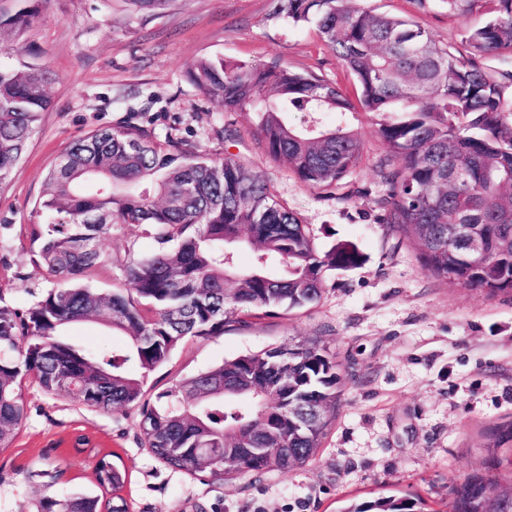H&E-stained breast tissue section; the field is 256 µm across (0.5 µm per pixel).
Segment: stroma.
<instances>
[{
  "instance_id": "1",
  "label": "stroma",
  "mask_w": 512,
  "mask_h": 512,
  "mask_svg": "<svg viewBox=\"0 0 512 512\" xmlns=\"http://www.w3.org/2000/svg\"><path fill=\"white\" fill-rule=\"evenodd\" d=\"M362 7L413 18L442 45L460 44L481 15L452 16L445 0H360ZM276 0H173L137 14L125 0H41L20 37L0 35L8 64L47 67L49 108L32 129L20 163L0 186V297L18 309L51 288L31 263L26 229L46 223L35 202L48 168L90 131L128 121L157 135L231 153L270 185L308 224L319 251L357 245L362 262L326 271V291L309 310L251 320L224 335L191 339L146 380L156 394L240 355L321 339L343 378L340 406L316 456L262 477L199 481L157 460L139 440L138 415L91 411L27 385V417L0 451V512H34L45 496L96 491L93 470L106 452L125 469L130 512H342L398 492L452 512L451 486L488 466L491 430L512 420V295L487 296L425 271L413 241L387 223L388 152L375 125L356 114L365 142L360 168L344 188L310 187L271 160L250 133L251 120L227 114L187 79L200 57L249 64L273 60L355 86L315 23L275 15ZM157 248L140 224L101 238L107 260L92 287L111 291L128 256ZM85 437L75 453L77 437Z\"/></svg>"
}]
</instances>
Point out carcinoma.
<instances>
[{"label": "carcinoma", "instance_id": "obj_1", "mask_svg": "<svg viewBox=\"0 0 512 512\" xmlns=\"http://www.w3.org/2000/svg\"><path fill=\"white\" fill-rule=\"evenodd\" d=\"M157 11L170 0H126ZM448 14L486 15L465 30L464 50L440 46L409 18L374 13L355 0H277L275 14L315 20L323 41L358 86L357 100L335 84L272 61L249 65L198 58L189 81L230 114L251 111L252 135L272 160L304 183L340 188L360 166L364 142L347 120L373 117L393 168L380 200L387 221L418 250L424 269L489 296L512 293V74L483 69L486 55L512 54V0H445ZM37 10L0 14V30L21 32ZM50 71L0 64V182L21 158L50 101ZM302 112L300 126L288 114ZM336 115L324 124L323 116ZM37 203L52 215L31 224L33 263L57 280L19 310L0 300V450L26 418L23 389L102 412L139 411L144 447L195 479L300 466L313 457L336 412V357L317 339L224 361L144 400V378L190 338L224 334L275 309H311L325 291L324 272L361 260L340 242L320 253L308 225L277 202L270 185L236 156L213 158L158 138L134 124L94 130L56 159ZM121 224H142L160 245L128 262L112 292L80 283L106 259L98 242ZM466 224L483 242L473 257L448 242V225ZM255 252L241 268L237 252ZM94 320L129 337L96 357L68 341L66 326ZM512 447V421L494 430L493 447ZM99 488L44 498L37 512H130L126 474L101 457ZM498 473L453 486V512H512ZM419 500L388 497L344 512H422Z\"/></svg>", "mask_w": 512, "mask_h": 512}]
</instances>
